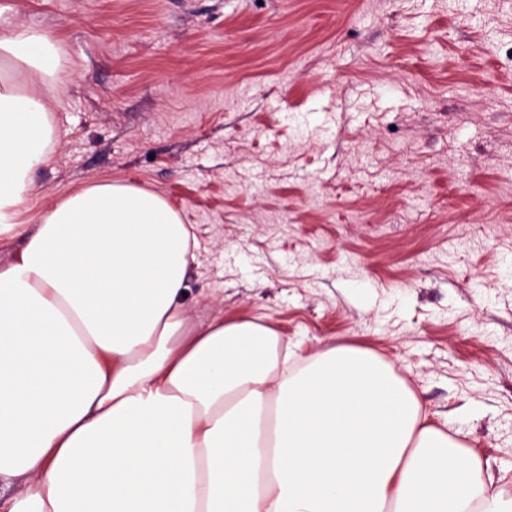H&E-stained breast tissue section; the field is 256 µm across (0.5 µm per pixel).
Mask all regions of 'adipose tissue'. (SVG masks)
Instances as JSON below:
<instances>
[{"label": "adipose tissue", "instance_id": "ef3b65f1", "mask_svg": "<svg viewBox=\"0 0 512 512\" xmlns=\"http://www.w3.org/2000/svg\"><path fill=\"white\" fill-rule=\"evenodd\" d=\"M48 33L0 25V478L8 512H512L371 352L289 368L256 319L194 321L192 234L94 182L18 223L67 89Z\"/></svg>", "mask_w": 512, "mask_h": 512}]
</instances>
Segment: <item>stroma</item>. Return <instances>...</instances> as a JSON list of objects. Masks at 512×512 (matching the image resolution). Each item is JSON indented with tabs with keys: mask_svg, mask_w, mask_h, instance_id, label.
I'll return each mask as SVG.
<instances>
[{
	"mask_svg": "<svg viewBox=\"0 0 512 512\" xmlns=\"http://www.w3.org/2000/svg\"><path fill=\"white\" fill-rule=\"evenodd\" d=\"M62 46L21 222L110 179L191 224L192 317L366 349L512 499V0H0Z\"/></svg>",
	"mask_w": 512,
	"mask_h": 512,
	"instance_id": "1",
	"label": "stroma"
}]
</instances>
